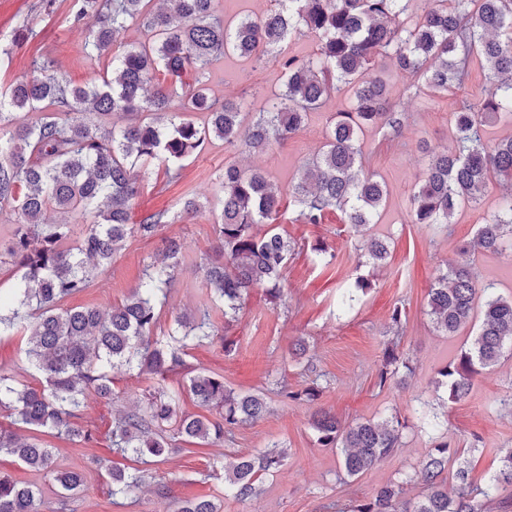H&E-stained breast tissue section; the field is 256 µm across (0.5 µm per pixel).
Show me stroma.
Returning a JSON list of instances; mask_svg holds the SVG:
<instances>
[{
    "instance_id": "35a3bbf8",
    "label": "stroma",
    "mask_w": 512,
    "mask_h": 512,
    "mask_svg": "<svg viewBox=\"0 0 512 512\" xmlns=\"http://www.w3.org/2000/svg\"><path fill=\"white\" fill-rule=\"evenodd\" d=\"M70 0H0V51H8L10 63L0 68V88L29 79L34 58L53 61L72 84L85 85L103 74L108 57L91 58L83 51L84 32L94 25L86 19L82 28L68 22ZM28 30L26 39H17L18 30ZM391 101L405 116L399 134L382 137L379 130L366 129L362 136L366 171L384 181L388 190L385 206L372 229L387 240L391 256L380 268L364 267L373 288L341 310L339 300L355 276L362 238L339 213L326 216L318 225L298 221V210H282L280 221L297 242L298 253L285 270V304L272 306L262 291L249 297L238 321L226 337L188 350L184 365L170 377L173 385L185 383L200 371L222 374L235 391L253 392L263 388L267 376L285 377L292 389L304 387L308 376L288 352L293 337H306L308 354L317 372L326 376L327 387L319 403L345 420L356 418H398L405 425L400 448L359 477L340 482V458L335 449L319 447L310 422L311 405L303 401H283L272 396L271 411L264 418L234 431L230 443L189 446L161 462L146 464L148 481L137 501L113 497L105 471L95 458L110 456L108 430L112 415L132 403L146 389L144 378L116 371L114 397L106 400L88 395L80 420L93 439L85 443L57 433L43 434L54 450L56 464L63 470H79L85 484L66 512H174L179 500L209 495L219 498L221 512H328L337 504L346 512L353 500H367L390 481L414 474L430 453L433 442L419 428L418 412L436 416L440 432L467 460L471 476L484 483L499 467V449L512 448V409L504 399L512 397V358H502L495 369L477 376L475 385L462 401H443L433 383L434 370L450 359L461 338H449L435 331L428 315V288L439 270L457 260V245L471 238L478 224L496 213L500 190L489 185L479 206L456 212L447 231L411 223L410 197L423 176L426 159L421 142L446 147L455 138L452 119L461 101H479L490 85L486 69L473 68L466 88L457 93H405L409 79L388 70ZM209 86L221 97L245 96L250 111H261L267 100L283 88L280 69L273 64L256 67L236 55H226L210 73ZM349 93L332 96L321 109L311 113L298 134L281 145L261 153L242 154L217 142L183 163L179 178L168 179L163 162H154L133 202L132 222L161 210L178 213L185 199L220 196V177L225 165L259 169L280 188L298 176L323 145L336 113L349 110ZM177 236L184 244L186 262L168 293L162 328L173 319L201 305L202 271L199 263L211 253L217 240V226L211 212L193 221L162 225L157 238L127 239L114 255L110 269L98 276L83 293L67 298L69 307L117 305L138 287L147 264L154 261L161 238ZM325 242L336 255L331 268H322L313 247ZM480 285H493L497 294L512 295V251L500 255H476L473 262ZM405 303L407 325L401 351L412 369L405 386L384 389L376 385V372L389 337V315L396 303ZM234 340L238 350L225 354V340ZM27 338L21 334L0 336V373L11 374L22 383L40 387L41 378L28 365ZM287 450L280 472L267 479L262 493L251 500L237 501L224 496V475L213 471L217 456L255 453L271 444ZM165 496H158V487Z\"/></svg>"
}]
</instances>
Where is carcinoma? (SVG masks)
Masks as SVG:
<instances>
[{"label": "carcinoma", "mask_w": 512, "mask_h": 512, "mask_svg": "<svg viewBox=\"0 0 512 512\" xmlns=\"http://www.w3.org/2000/svg\"><path fill=\"white\" fill-rule=\"evenodd\" d=\"M274 4L263 19L243 18L232 26L224 23L219 0H71V26L94 19L84 42L88 54L102 55L131 25L143 29L145 40L112 56L106 73L84 87L73 85L52 62L35 60L32 79L0 91V210L17 212L0 251L19 272L13 288L0 292V335L31 329L28 361L42 377L34 389L0 374V410L14 423L91 441V433L74 426L83 396L92 391L112 399L110 371L119 367L152 381L145 400L112 416V451L125 458L162 460L179 452L178 441L230 442L236 428L267 414L265 393H237L220 374L199 372L187 382L198 406L218 411L215 419L180 410L181 389L166 385L169 373L184 365L185 348L218 331L215 314L228 328L252 290L263 289L274 306L285 297L282 274L296 242L276 224L282 191L264 172L224 168L215 221L220 259L201 262L206 299L197 315L174 320L166 336H156L162 298L184 261L173 238L164 241L161 261L146 265L145 281L121 304L64 308L62 302L90 287L126 239H150L160 225L171 223L166 211L130 223L140 173L154 161L174 168L213 140L242 153L263 152L299 131L310 113L341 91L351 94V109L336 113L324 144L293 181L288 198L304 224H321L329 212H341L344 223L363 231L366 263L383 265L389 246L366 230L377 223L387 189L363 172L358 140L369 127L397 132L402 126L379 75L387 63L413 78L406 91L416 95L463 87L475 61L495 78L483 99L464 101L453 113L451 147L423 144L427 167L412 195L410 217L413 224L446 227L459 207L480 204L495 183L503 191L497 215L478 225L475 238L463 241L458 253L498 254L512 247V137L492 146L486 139L491 120L512 118V0H435L419 16L408 12V0ZM294 34L314 35L317 53L302 59L284 54L283 44ZM228 53L259 65L272 62L284 78L283 90L248 123L244 101L220 99L207 85L209 71ZM160 68L179 87L148 91ZM188 72L191 84L183 81ZM196 115L203 122L195 121ZM50 211L91 222L74 239L71 225L45 220ZM428 306L435 330L445 336L478 322L476 334L437 371V386L456 402L469 394L476 376L493 370L512 351V296L479 286L469 265L450 263L432 282ZM390 322L392 337L377 372L380 388L395 381L403 363L404 305H394ZM308 371L314 378L303 389L290 390L279 378L271 391L284 400H319L322 374ZM312 427L320 447L339 451L348 478L399 448L403 429L395 418L346 423L321 408ZM2 451L44 472L63 500L84 485L83 473L58 469L53 450L34 436L21 438L0 428ZM457 452L444 439L434 441L416 476L386 484L348 512H493L497 502L512 500V449L499 457L498 471L483 485L473 482ZM286 457V449L275 444L255 456L216 461L224 472V495L240 501L258 496L265 478L277 473ZM107 474L112 495L130 499L146 480L136 468L112 467ZM416 477L423 490L409 498L406 486ZM40 506L38 487L0 474V512H39ZM175 512H220V505L203 496L180 502Z\"/></svg>", "instance_id": "carcinoma-1"}]
</instances>
